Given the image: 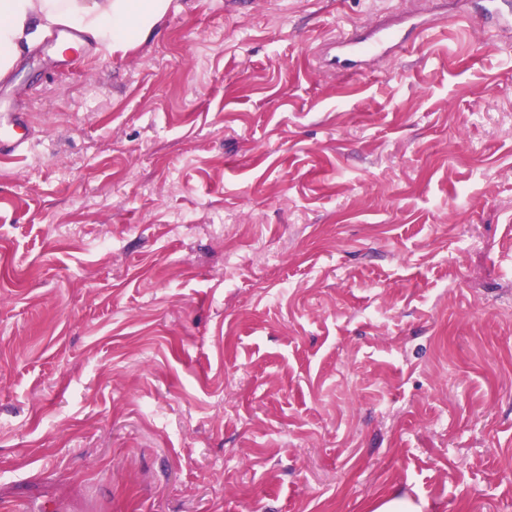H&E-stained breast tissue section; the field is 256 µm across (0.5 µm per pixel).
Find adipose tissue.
Wrapping results in <instances>:
<instances>
[{
  "label": "adipose tissue",
  "instance_id": "obj_1",
  "mask_svg": "<svg viewBox=\"0 0 512 512\" xmlns=\"http://www.w3.org/2000/svg\"><path fill=\"white\" fill-rule=\"evenodd\" d=\"M169 5L170 0H0V73L55 26L79 28L112 52L127 51L152 32Z\"/></svg>",
  "mask_w": 512,
  "mask_h": 512
}]
</instances>
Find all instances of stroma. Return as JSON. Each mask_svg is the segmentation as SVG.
Returning <instances> with one entry per match:
<instances>
[{"label": "stroma", "instance_id": "obj_1", "mask_svg": "<svg viewBox=\"0 0 512 512\" xmlns=\"http://www.w3.org/2000/svg\"><path fill=\"white\" fill-rule=\"evenodd\" d=\"M171 0L0 85V512H512V28ZM438 28L356 73L354 25ZM26 127L24 112L0 113V158L10 160L22 156L28 148V139L18 136L17 130ZM425 504L398 494H391L378 502L373 512H424Z\"/></svg>", "mask_w": 512, "mask_h": 512}]
</instances>
